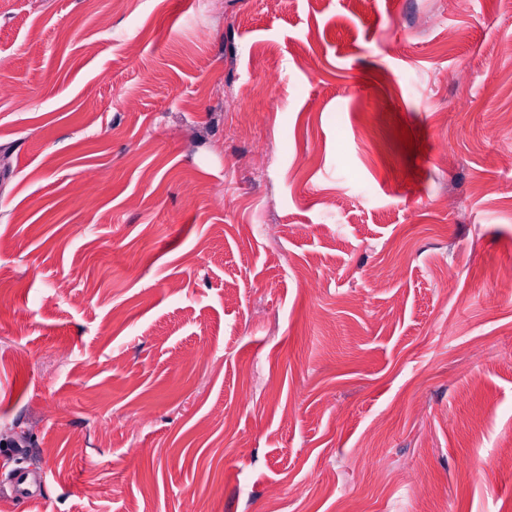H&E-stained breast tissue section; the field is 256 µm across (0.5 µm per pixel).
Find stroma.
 I'll list each match as a JSON object with an SVG mask.
<instances>
[{
  "mask_svg": "<svg viewBox=\"0 0 512 512\" xmlns=\"http://www.w3.org/2000/svg\"><path fill=\"white\" fill-rule=\"evenodd\" d=\"M507 115L512 0H0V512H512Z\"/></svg>",
  "mask_w": 512,
  "mask_h": 512,
  "instance_id": "35a3bbf8",
  "label": "stroma"
}]
</instances>
